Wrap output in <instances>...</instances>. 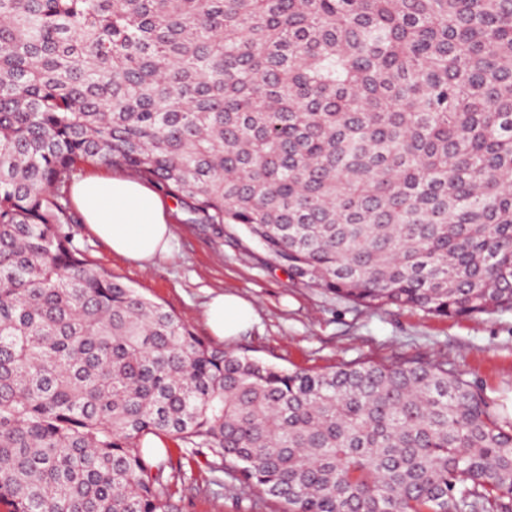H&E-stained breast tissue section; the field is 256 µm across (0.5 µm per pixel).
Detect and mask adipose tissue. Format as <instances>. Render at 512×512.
<instances>
[{
	"label": "adipose tissue",
	"mask_w": 512,
	"mask_h": 512,
	"mask_svg": "<svg viewBox=\"0 0 512 512\" xmlns=\"http://www.w3.org/2000/svg\"><path fill=\"white\" fill-rule=\"evenodd\" d=\"M71 196L85 224L114 253L142 267L169 256L172 208L149 185L127 174L89 173L73 182ZM206 317L211 334L225 340L245 331L255 311L241 296L221 292Z\"/></svg>",
	"instance_id": "obj_1"
}]
</instances>
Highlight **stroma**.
I'll return each instance as SVG.
<instances>
[{
  "label": "stroma",
  "instance_id": "1",
  "mask_svg": "<svg viewBox=\"0 0 512 512\" xmlns=\"http://www.w3.org/2000/svg\"><path fill=\"white\" fill-rule=\"evenodd\" d=\"M67 230L92 267L174 312L205 341L213 339L204 319L211 292L233 291L250 300L257 320L225 350L315 372L367 360H443L483 389L501 417L512 416V311L452 319L413 308L361 307L293 280L233 224L220 232L207 224H175L171 256L144 269L115 255L85 224ZM177 482L181 512L278 510L253 496L206 491L188 473Z\"/></svg>",
  "mask_w": 512,
  "mask_h": 512
}]
</instances>
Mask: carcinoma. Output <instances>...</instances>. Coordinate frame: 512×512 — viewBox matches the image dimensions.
<instances>
[{
    "instance_id": "1",
    "label": "carcinoma",
    "mask_w": 512,
    "mask_h": 512,
    "mask_svg": "<svg viewBox=\"0 0 512 512\" xmlns=\"http://www.w3.org/2000/svg\"><path fill=\"white\" fill-rule=\"evenodd\" d=\"M96 166L356 305L512 311V0H0V512H179L186 463L282 512H512V422L448 364L286 370L91 267Z\"/></svg>"
}]
</instances>
